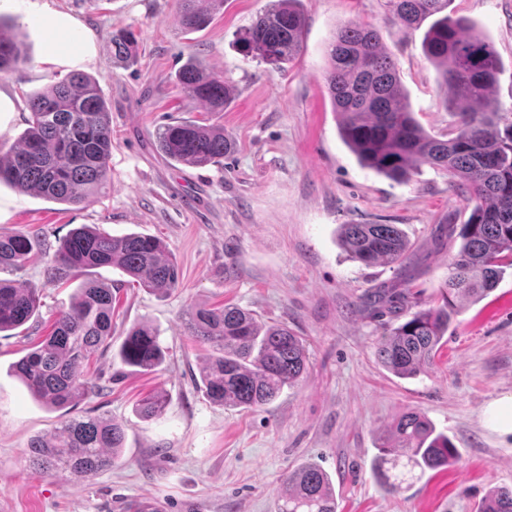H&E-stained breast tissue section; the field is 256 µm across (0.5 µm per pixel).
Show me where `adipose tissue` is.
Returning <instances> with one entry per match:
<instances>
[{
	"label": "adipose tissue",
	"instance_id": "adipose-tissue-1",
	"mask_svg": "<svg viewBox=\"0 0 512 512\" xmlns=\"http://www.w3.org/2000/svg\"><path fill=\"white\" fill-rule=\"evenodd\" d=\"M23 4L24 19L44 34L43 62L50 67L82 68L96 55L91 34L81 31L77 19L51 8L47 0H0L1 6Z\"/></svg>",
	"mask_w": 512,
	"mask_h": 512
}]
</instances>
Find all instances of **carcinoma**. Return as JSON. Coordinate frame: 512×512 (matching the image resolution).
I'll return each mask as SVG.
<instances>
[{"instance_id":"carcinoma-1","label":"carcinoma","mask_w":512,"mask_h":512,"mask_svg":"<svg viewBox=\"0 0 512 512\" xmlns=\"http://www.w3.org/2000/svg\"><path fill=\"white\" fill-rule=\"evenodd\" d=\"M301 0H269L237 40L243 53L276 70L301 51ZM452 0H385L389 18L407 28L426 27L423 51L450 96L456 121L448 138L429 134L407 102L395 60L383 49L378 29L361 23L340 28L328 52L325 83L338 132L359 164L404 182L429 165L448 173L449 190L472 206L467 221L448 225L459 238L449 263L442 304L421 308L384 333L376 355L400 378L427 373L454 313L452 298L480 301L512 268V112L502 111L494 91L501 61L493 45ZM224 0H180L179 22L188 32L207 27ZM138 42L130 29L112 33V57L136 61ZM24 62L20 42L0 22V72ZM186 96L211 112L231 102L228 80L187 62L176 73ZM28 128L7 150L0 149V183L22 193L72 205L86 203L109 180L112 127L99 81L72 73L28 97ZM158 150L189 166L224 163L234 141L224 129L181 120L157 132ZM340 242L348 257L365 266L389 265L404 273L409 243L396 224H342ZM40 241L24 233L0 234V269L20 271ZM116 267L158 295L179 286L178 268L166 246L144 234L114 236L83 225L72 230L52 257L53 280L74 271ZM41 306L40 289L23 280H0V333L27 323ZM188 335L210 349L200 386L214 404L255 409L272 402L309 373L307 349L286 325H262L236 305L193 307ZM112 345V288L96 281L78 289L59 311L39 346L13 365L30 393L55 409L73 407L94 391L82 368ZM121 362L152 371L165 351L147 324L133 327L119 349ZM166 398L156 393L138 406L142 419L160 415ZM125 430L114 419L69 418L30 441V459L40 471L91 477L111 465L110 452L123 447ZM374 469L393 490L428 470L451 464L455 448L419 411L399 415L387 429ZM278 512H337L327 473L314 464L290 472ZM479 512H512V488L495 487Z\"/></svg>"}]
</instances>
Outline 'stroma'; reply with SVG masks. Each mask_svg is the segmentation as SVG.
I'll list each match as a JSON object with an SVG mask.
<instances>
[{"label": "stroma", "mask_w": 512, "mask_h": 512, "mask_svg": "<svg viewBox=\"0 0 512 512\" xmlns=\"http://www.w3.org/2000/svg\"><path fill=\"white\" fill-rule=\"evenodd\" d=\"M48 2L94 35L96 59L85 72L98 79L110 109L111 180L79 206L0 184L8 204L0 232L41 241L18 277L43 289L39 311L0 334V512H134L147 496L161 512H275L285 477L305 463L330 475L337 512H478L491 488L512 487V436L482 421L492 400L512 395V274L479 302L460 306L429 373L400 379L375 355L392 316L361 305L375 289L397 287L398 278L389 267L349 260L337 239L342 224L398 225L411 244V280L408 297H394V307L406 313L414 303L437 302L458 249L447 228L467 219L464 201L449 191L446 173L426 165L404 183L362 168L339 136L324 80L336 31L352 22L374 25L416 120L434 136L448 134L455 118L422 51V30L388 23L384 0H302V51L274 70L237 44L267 0H224L197 32L182 29L178 0ZM453 7L496 49L503 69L495 94L503 110L512 109V0H454ZM0 17L26 56L0 73V87L18 99L0 133L6 148L27 127L28 94L66 72L43 64L42 35L22 10L5 8ZM121 28L139 41L128 67L112 60L111 36ZM190 57L231 82L234 99L224 111L206 110L178 86L175 73ZM182 118L223 127L233 154L220 166L169 163L156 150V133ZM83 224L161 238L179 264L178 288L161 297L115 267L52 283L50 252ZM89 280L115 290L112 346L86 368L94 391L70 411L54 410L28 392L12 366ZM223 304L267 325L287 324L308 350L307 377L255 411L212 404L198 387L208 350L187 335L185 313ZM143 322L166 351L153 372L125 366L118 355L130 328ZM158 392L168 397L165 411L141 419L138 403ZM409 410L448 435L456 460L392 492L373 464L381 437ZM68 415L123 424L125 446L108 470L63 478L30 466L31 438Z\"/></svg>", "instance_id": "obj_1"}]
</instances>
